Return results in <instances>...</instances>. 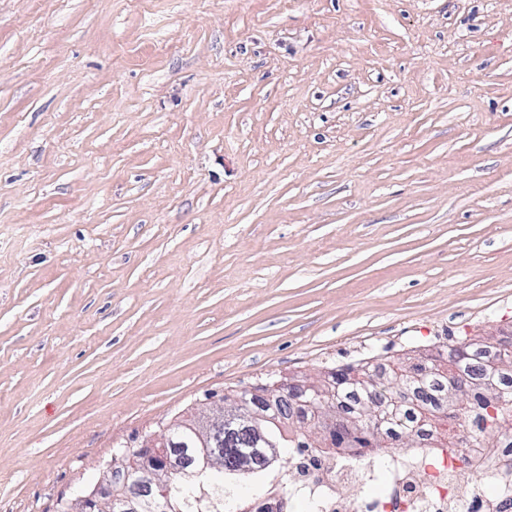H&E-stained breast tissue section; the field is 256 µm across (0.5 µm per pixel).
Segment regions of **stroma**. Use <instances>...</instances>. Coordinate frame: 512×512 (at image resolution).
Wrapping results in <instances>:
<instances>
[{
  "mask_svg": "<svg viewBox=\"0 0 512 512\" xmlns=\"http://www.w3.org/2000/svg\"><path fill=\"white\" fill-rule=\"evenodd\" d=\"M512 334V0H0V512L233 390Z\"/></svg>",
  "mask_w": 512,
  "mask_h": 512,
  "instance_id": "obj_1",
  "label": "stroma"
}]
</instances>
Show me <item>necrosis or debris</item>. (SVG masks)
<instances>
[{
  "instance_id": "4bbe7bcc",
  "label": "necrosis or debris",
  "mask_w": 512,
  "mask_h": 512,
  "mask_svg": "<svg viewBox=\"0 0 512 512\" xmlns=\"http://www.w3.org/2000/svg\"><path fill=\"white\" fill-rule=\"evenodd\" d=\"M468 442L456 454L471 470L512 483V448H480L478 431L467 427ZM303 491L318 503V512H500L504 497L460 480L449 462L432 464L429 451L394 452L380 493L351 495L352 487L373 478L363 459L331 463L302 456Z\"/></svg>"
}]
</instances>
